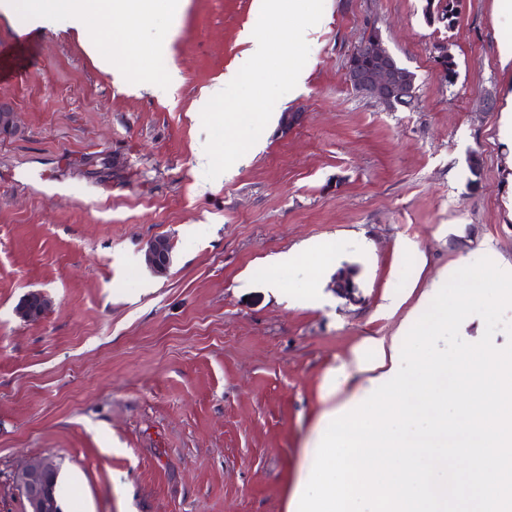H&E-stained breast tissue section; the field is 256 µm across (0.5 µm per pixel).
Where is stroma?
I'll use <instances>...</instances> for the list:
<instances>
[{
    "label": "stroma",
    "mask_w": 512,
    "mask_h": 512,
    "mask_svg": "<svg viewBox=\"0 0 512 512\" xmlns=\"http://www.w3.org/2000/svg\"><path fill=\"white\" fill-rule=\"evenodd\" d=\"M425 5L324 0L303 84L211 180L201 111L256 0L84 26L66 0H0V104L19 125L0 138V512H26L15 474L37 457L74 479L64 512H289L331 375L367 338L404 340L433 283L512 263V23L496 0H463L450 28ZM112 30L126 61L110 73L87 44ZM374 30L416 76L411 107L346 81ZM285 112L300 118L284 133ZM156 236L173 245L162 275L144 261ZM32 292L49 306L26 321ZM48 308V299L39 292L28 294L17 307L19 317L36 320L42 317Z\"/></svg>",
    "instance_id": "stroma-1"
}]
</instances>
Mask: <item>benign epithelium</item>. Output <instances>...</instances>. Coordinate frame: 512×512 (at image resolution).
Segmentation results:
<instances>
[{"mask_svg":"<svg viewBox=\"0 0 512 512\" xmlns=\"http://www.w3.org/2000/svg\"><path fill=\"white\" fill-rule=\"evenodd\" d=\"M367 57V68L356 67L347 70L346 78L350 87L361 95H368L380 102H394L404 94L415 92L407 73L393 63L392 54L377 39L362 44ZM17 130L16 113L0 106V135H11ZM170 242L157 236L147 242L144 260L155 272L165 271L171 262ZM48 299L41 293L28 294L17 307L19 317L36 320L46 312ZM57 469L49 457L29 460L16 474V483L28 504L27 512H64L53 486V474Z\"/></svg>","mask_w":512,"mask_h":512,"instance_id":"1","label":"benign epithelium"}]
</instances>
